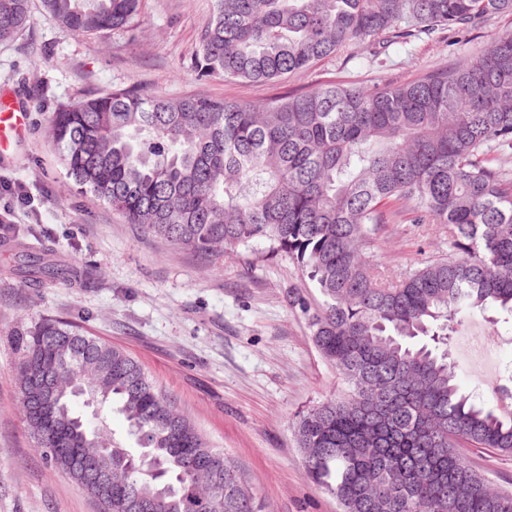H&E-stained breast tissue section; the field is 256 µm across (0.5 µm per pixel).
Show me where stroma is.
<instances>
[{
    "label": "stroma",
    "mask_w": 512,
    "mask_h": 512,
    "mask_svg": "<svg viewBox=\"0 0 512 512\" xmlns=\"http://www.w3.org/2000/svg\"><path fill=\"white\" fill-rule=\"evenodd\" d=\"M31 4V26L0 43V89L30 114L26 138L0 157V178L26 186L35 207L16 209L10 221L31 247L45 243L64 262L94 263L102 280L88 290L62 283L28 288L7 275L11 258L0 250V512H97L92 498L34 453L19 404L15 336L47 315L79 316L88 331L133 357L210 447L235 463L264 512H340L336 500L306 476L292 428L299 412L344 386L293 303L298 294L320 302L314 283L284 256L262 261L242 248L216 259L126 223L92 194L72 188L47 133L61 105L115 88L257 101L269 87L196 80L190 59L212 0H143L128 28L79 39L43 10L41 0ZM508 30L512 15H501L487 21L475 40L391 49L381 71L358 57L333 58L315 64L304 79L355 83L381 72L400 80L451 55L473 57ZM447 250L437 231L392 224L374 256L384 274L396 278ZM457 333L472 342L490 333L509 337L499 357L512 368V312L490 309ZM452 359L460 389L496 408L483 370L460 344H453Z\"/></svg>",
    "instance_id": "obj_1"
}]
</instances>
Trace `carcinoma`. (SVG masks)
Segmentation results:
<instances>
[{
  "instance_id": "1",
  "label": "carcinoma",
  "mask_w": 512,
  "mask_h": 512,
  "mask_svg": "<svg viewBox=\"0 0 512 512\" xmlns=\"http://www.w3.org/2000/svg\"><path fill=\"white\" fill-rule=\"evenodd\" d=\"M74 38L128 27L141 0H42ZM512 0H213L191 58L200 80L277 85L332 57L382 64L390 47L469 35ZM33 22L30 0H0V42ZM50 132L75 187L129 224L216 258L264 245L314 281L296 300L345 388L293 423L306 474L341 512H512L470 448L512 456V413L456 383L450 339L491 304L512 312V32L466 60L400 82L307 84L262 102L169 98L136 88L82 97ZM387 224H434L448 252L387 278L371 259ZM9 273L41 287L76 269L0 224ZM14 366L34 450L99 512H258L234 463L210 447L122 349L48 316L17 337ZM55 387L49 419L40 382ZM112 405L138 447L76 412ZM112 455L100 475L84 461Z\"/></svg>"
}]
</instances>
